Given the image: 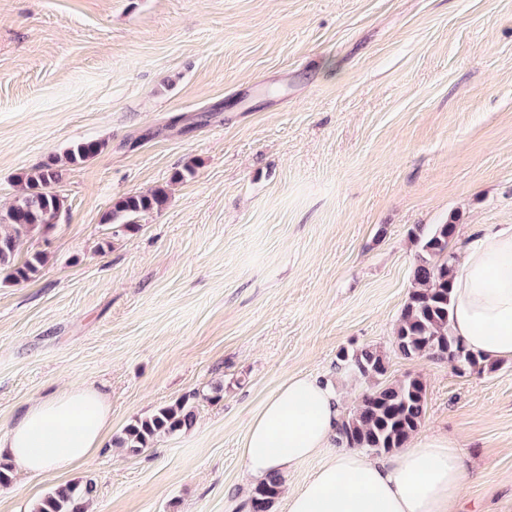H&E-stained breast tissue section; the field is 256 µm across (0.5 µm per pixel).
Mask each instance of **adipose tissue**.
Segmentation results:
<instances>
[{
    "instance_id": "obj_1",
    "label": "adipose tissue",
    "mask_w": 512,
    "mask_h": 512,
    "mask_svg": "<svg viewBox=\"0 0 512 512\" xmlns=\"http://www.w3.org/2000/svg\"><path fill=\"white\" fill-rule=\"evenodd\" d=\"M452 332L487 360L512 361L511 224L479 232L457 264ZM341 416L331 382L288 378L248 425L239 450L245 474L258 483L322 454L323 465L288 490L286 512H451L469 479L452 441L420 437L382 459L356 449L331 455ZM110 423L104 393L71 387L33 402L0 432V457L28 475L65 472L102 448Z\"/></svg>"
}]
</instances>
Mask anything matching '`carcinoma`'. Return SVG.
<instances>
[{
	"mask_svg": "<svg viewBox=\"0 0 512 512\" xmlns=\"http://www.w3.org/2000/svg\"><path fill=\"white\" fill-rule=\"evenodd\" d=\"M100 141L79 142L61 153L50 154L40 164L18 177L20 193L0 219V280L20 284L34 278L46 262L41 252L18 260L21 240L43 234L55 226L65 206L64 197L54 187L60 171L98 155ZM167 189L159 187L149 194L119 198L108 221L113 235L134 233L139 229L134 218L144 212L161 209L168 201ZM457 224L446 221L411 232L415 247L412 288L401 310L393 336L394 351L405 358L426 357L448 360L460 374L495 370L497 363L469 350L451 329L453 315L454 252L452 242ZM387 355L375 348L339 351L336 370L366 384L356 408L342 415L335 443L341 448L364 449L389 454L407 444L418 431L425 414L426 386L418 376L388 380ZM192 394L159 408L155 413L137 417L118 436L114 445L130 456L153 447L161 436L190 429L196 420ZM284 478L272 475L254 485L242 508L247 512H273ZM91 481H78L59 487L34 505L32 512H88L93 496Z\"/></svg>",
	"mask_w": 512,
	"mask_h": 512,
	"instance_id": "cac0c4a2",
	"label": "carcinoma"
}]
</instances>
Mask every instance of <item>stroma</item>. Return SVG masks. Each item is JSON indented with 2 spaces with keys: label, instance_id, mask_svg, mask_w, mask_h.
Wrapping results in <instances>:
<instances>
[{
  "label": "stroma",
  "instance_id": "stroma-1",
  "mask_svg": "<svg viewBox=\"0 0 512 512\" xmlns=\"http://www.w3.org/2000/svg\"><path fill=\"white\" fill-rule=\"evenodd\" d=\"M87 140L32 280L0 282V431L93 384L111 435L199 392L194 426L13 475L0 512L93 480L95 512H239V449L293 375L361 381L344 348L427 387L419 429L456 442V512H512V361L481 374L392 352L420 224H512V0H0V213L15 178ZM195 162L194 176L175 180ZM166 205L113 235L119 198ZM222 398L206 400L211 384Z\"/></svg>",
  "mask_w": 512,
  "mask_h": 512
}]
</instances>
